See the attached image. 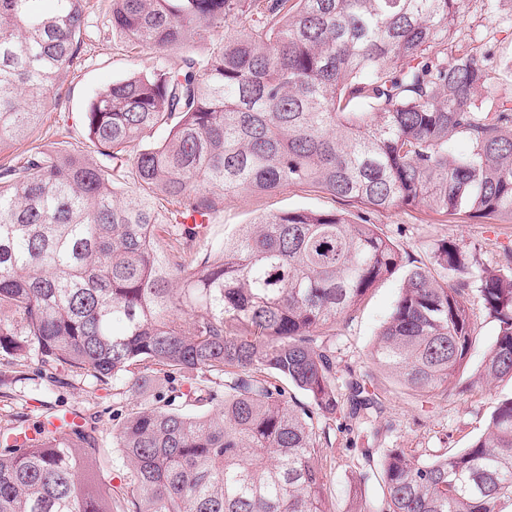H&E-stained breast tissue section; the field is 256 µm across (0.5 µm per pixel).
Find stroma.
<instances>
[{"label":"stroma","instance_id":"1","mask_svg":"<svg viewBox=\"0 0 512 512\" xmlns=\"http://www.w3.org/2000/svg\"><path fill=\"white\" fill-rule=\"evenodd\" d=\"M456 7L462 23L448 37L449 58L476 51L489 54L486 87L476 94V104L512 96L505 68L512 62V0H457ZM105 11L106 0H90L82 52L59 90L57 108L46 113L28 139L1 152L0 160H16L35 147L76 145L83 139L79 115L90 97L112 81L149 66L148 55L134 58L118 50V38L105 20ZM296 210L336 211L378 225L383 236L404 252L401 268L379 282L347 319L328 332L325 343L341 377L367 371L370 351L401 293L408 269L429 260L426 245L448 239L459 244L477 270L505 273L512 269L507 262L512 253L511 221L447 216L424 206L368 210L307 185H291L266 195H226L224 209L216 223L208 226L206 236L215 245L261 215ZM464 301L477 336L463 375L464 391L423 403L392 376L378 372L385 405L375 422L377 436L360 437L339 420L330 432L329 448L321 452L331 512H349L352 502L347 489L355 481L361 482L366 498L380 497L381 449L409 448L426 457L458 451L484 431L498 399L512 394L511 380L488 384L480 379L479 367L496 338L497 323L479 302L475 289L466 291ZM167 385L163 375L150 374L139 390L121 383L95 387L61 370L49 375L35 359L29 360L22 373L0 360V426L13 420L32 426L49 413L77 407L93 415L94 435L108 448L114 429L135 411L143 395L166 392ZM368 447L372 455L362 456V449Z\"/></svg>","mask_w":512,"mask_h":512}]
</instances>
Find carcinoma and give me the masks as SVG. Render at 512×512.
<instances>
[{
  "mask_svg": "<svg viewBox=\"0 0 512 512\" xmlns=\"http://www.w3.org/2000/svg\"><path fill=\"white\" fill-rule=\"evenodd\" d=\"M36 2L0 0V151L55 108L81 51L87 0ZM454 4L110 0L122 50L155 62L94 93L82 145L0 166V359L98 385L136 388L147 371L191 384L128 417L111 450L86 423L23 441L4 429L0 512H330L322 424L368 434L382 400L372 371L336 377L319 338L402 253L336 212L264 215L216 246L199 229L226 194L294 184L378 211L512 221V99L475 110L486 72L471 54L448 62ZM457 135L465 155L448 153ZM431 255L455 281L414 266L371 351L427 399L457 389L474 348L466 256L448 240ZM476 291L498 323L480 376L512 379V274ZM381 456V496L353 487L352 512H501L512 395L466 448Z\"/></svg>",
  "mask_w": 512,
  "mask_h": 512,
  "instance_id": "carcinoma-1",
  "label": "carcinoma"
}]
</instances>
